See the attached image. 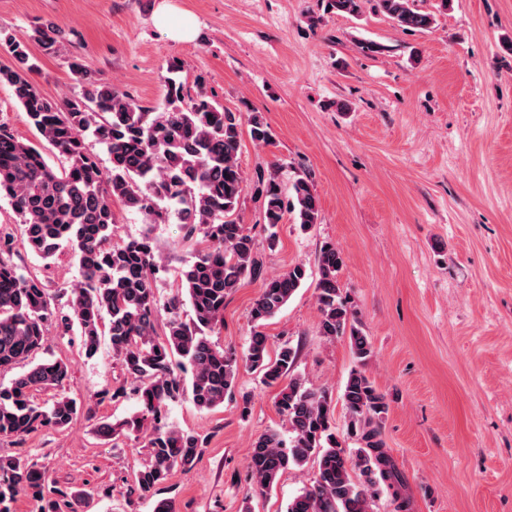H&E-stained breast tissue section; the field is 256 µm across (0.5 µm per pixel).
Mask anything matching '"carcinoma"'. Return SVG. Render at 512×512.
I'll return each instance as SVG.
<instances>
[{
    "mask_svg": "<svg viewBox=\"0 0 512 512\" xmlns=\"http://www.w3.org/2000/svg\"><path fill=\"white\" fill-rule=\"evenodd\" d=\"M362 0H328L331 10L355 16ZM377 9L404 30H424L436 15L415 8L414 0H376ZM33 40L50 52L60 49L51 31L34 30ZM4 46L14 64H0V84L9 85L22 107L27 125L59 155L62 168L48 164L40 148L0 124V196L8 198L18 217L20 237L8 224L0 225V370L12 369L46 349L48 327L81 336L85 357L96 355L100 337L109 336L114 357L138 399V411L101 422L96 434L117 445L131 433L145 437L147 459L134 474L129 494L146 496L158 490L174 469L191 470L207 440L193 431L165 423L169 404L188 398L200 409H215L234 393L239 363L279 385L276 405L288 425V438L270 429L252 443L250 479L264 493L283 472L303 466L311 457L317 470L311 483L288 503L287 512H372L379 483L400 498L403 477L385 450L380 423L389 402L365 370L373 355L367 336L356 326L342 297L339 280L343 260L335 246L320 254L316 291L320 318L318 334L327 340L350 339L358 365L344 387L348 411L347 433L359 448L353 456L338 439L324 391L290 375L296 351L280 347L268 352V336L261 331L308 278L301 264L263 277L255 240L235 218L246 178L238 164L242 116L204 92L184 93L185 63L169 60L166 92L161 103L147 110L111 84L86 77L78 59L70 63L85 80L82 92L55 101L47 98L31 74L37 69L26 43L10 37ZM249 136L268 145L272 134L262 116L248 119ZM93 137L103 145L111 166H100L87 145ZM273 166L259 178L263 221L270 230L293 215L307 230L318 223L321 210L311 183L296 177L283 194ZM160 224L177 218L185 237L197 235L207 243L182 272L185 294L162 303L155 283L165 265L153 240L145 234L122 244L112 242L115 224L112 204ZM43 259L64 247L77 260L80 279L70 288L51 289L38 275L14 263L16 240ZM262 280L250 316L253 332L242 357L210 340L224 323V301L245 280ZM190 315H184L183 296ZM67 298L69 312L59 307ZM165 321L164 337L157 335ZM181 368L189 377H181ZM71 367L60 359L33 363L10 385H0V438L20 445L32 434L68 427L92 408L69 396L39 402L34 394L64 389ZM55 492L47 471L28 455L0 456V512H11L20 495L42 500ZM83 491L49 501V512H75Z\"/></svg>",
    "mask_w": 512,
    "mask_h": 512,
    "instance_id": "carcinoma-1",
    "label": "carcinoma"
}]
</instances>
